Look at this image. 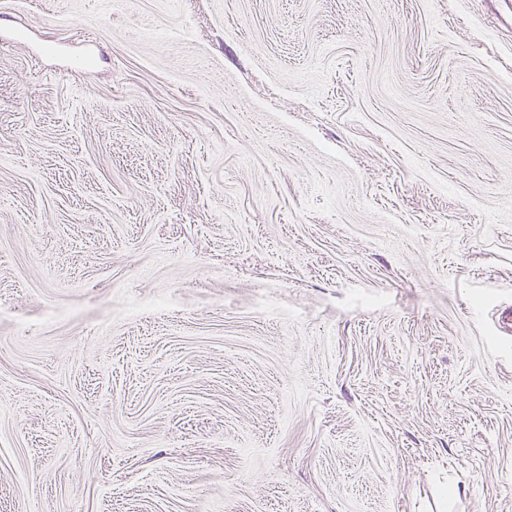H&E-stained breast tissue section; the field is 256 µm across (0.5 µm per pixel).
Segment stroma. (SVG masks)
<instances>
[{
  "mask_svg": "<svg viewBox=\"0 0 512 512\" xmlns=\"http://www.w3.org/2000/svg\"><path fill=\"white\" fill-rule=\"evenodd\" d=\"M500 0H0V512H512Z\"/></svg>",
  "mask_w": 512,
  "mask_h": 512,
  "instance_id": "obj_1",
  "label": "stroma"
}]
</instances>
